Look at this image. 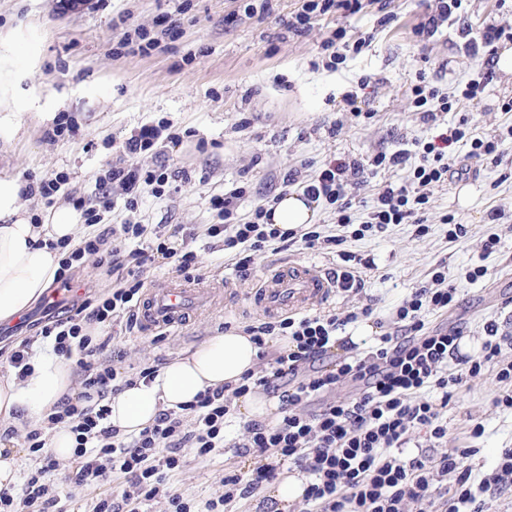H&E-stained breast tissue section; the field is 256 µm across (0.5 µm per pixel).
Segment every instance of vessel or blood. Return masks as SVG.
<instances>
[{
  "label": "vessel or blood",
  "mask_w": 512,
  "mask_h": 512,
  "mask_svg": "<svg viewBox=\"0 0 512 512\" xmlns=\"http://www.w3.org/2000/svg\"><path fill=\"white\" fill-rule=\"evenodd\" d=\"M335 291L330 274L313 264L291 263L266 276L255 296L256 306L266 314L299 313L320 307ZM221 304L216 289L198 288L178 281L150 288L136 305L141 331L181 326L192 314L211 311Z\"/></svg>",
  "instance_id": "obj_1"
}]
</instances>
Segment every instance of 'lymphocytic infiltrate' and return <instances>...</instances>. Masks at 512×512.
Instances as JSON below:
<instances>
[{
	"instance_id": "obj_1",
	"label": "lymphocytic infiltrate",
	"mask_w": 512,
	"mask_h": 512,
	"mask_svg": "<svg viewBox=\"0 0 512 512\" xmlns=\"http://www.w3.org/2000/svg\"><path fill=\"white\" fill-rule=\"evenodd\" d=\"M383 2L303 0L288 28L302 36L309 32L313 17L330 12L353 15L365 5ZM503 41H512L511 24L484 27L479 41L471 45L481 66L457 95L422 80L412 85L413 103L423 121H437L439 113L451 111L453 104L477 100L494 79V61ZM162 136L158 127L141 128L97 179L95 195L73 201L85 223L99 231L77 245L68 239L57 242L62 255L59 283L74 284L89 261L118 274L119 280L107 296L84 294L41 326L40 338L51 340L54 351L72 361L82 378L78 397L62 398L47 418L48 426L61 425L74 434L76 452L71 466L63 467L48 449L42 429L26 432L23 446L33 465L21 488H0V512H63V497L91 488L98 494L88 512H140L147 501L164 504L165 512H193L192 503L175 489L173 474L182 468L185 456L205 461L223 454L224 424L234 402L255 389L278 399L281 416L271 423H243L235 447L261 458L262 464L247 476L222 475L205 512H224L231 503L258 494L263 482L275 479L287 464L309 479L302 512H407L410 504L418 512H484V493L512 486V448L502 450L492 472H474L468 462L471 449L447 448L444 413L457 390L480 379L489 367L495 368L500 385L494 406L512 409V359L504 356L505 350H512V335L501 333L496 322L486 323L480 352L471 356L461 352L462 327L426 328V314L447 310L456 297L441 260L429 282L415 288L390 314L386 331L368 349H359L341 332L374 314L371 299L343 315L322 311L278 321L258 319L243 328L258 348H265L273 336L287 337L288 347L263 359L238 385L201 392L179 412L161 410L152 425L133 435L120 434L109 424L112 394L135 381L150 380L158 366L146 363L132 373L118 372L112 364L115 338L98 335V328L118 322L125 332L134 331V308L157 260L184 275L202 264L195 234L185 225H170L150 241L144 224L104 221L113 195L123 196L125 208L132 212L144 194L164 195L170 183L167 166L150 169L138 163ZM164 137L174 145L180 141L176 132ZM461 142L469 144L472 159L489 157L499 164L505 156L498 136H477L463 120L418 152L381 151L367 160L334 158L304 181L298 172H289L283 184L298 187L309 201L326 202L337 226L353 227L354 237L409 223L422 235L427 231L425 213L432 189L467 173L448 162L453 146ZM386 168L405 170L404 183L385 184L365 221L356 222L352 208L358 190ZM239 199L236 190L212 198L215 221L207 233L223 239L240 277L250 276L256 257L270 246L287 250L300 242L332 253L346 241L342 234L315 228L299 234L274 227L268 197L255 206L250 220L241 221ZM338 347L343 356L333 368H326L325 360ZM344 382L356 387L355 395L336 396ZM415 438L445 445L446 450L438 456L424 450L405 455V445Z\"/></svg>"
}]
</instances>
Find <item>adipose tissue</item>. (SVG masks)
<instances>
[{
	"label": "adipose tissue",
	"mask_w": 512,
	"mask_h": 512,
	"mask_svg": "<svg viewBox=\"0 0 512 512\" xmlns=\"http://www.w3.org/2000/svg\"><path fill=\"white\" fill-rule=\"evenodd\" d=\"M21 189L18 181L0 178V321L30 308L54 285L59 254L49 244L73 236L76 228L75 213L65 208L46 223H31L18 204ZM317 220L315 203L297 193L281 196L271 214L272 223L281 229ZM258 356V347L242 330L215 334L175 357L151 382H137L113 395L110 421L121 433H139L160 410L189 404L206 389L239 383L254 370ZM29 366L25 377H0V421L18 428L43 421L61 398L79 393L70 362L52 350L35 351ZM306 482L302 472H282L266 487L267 507L290 512L302 498Z\"/></svg>",
	"instance_id": "adipose-tissue-1"
}]
</instances>
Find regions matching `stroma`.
Returning a JSON list of instances; mask_svg holds the SVG:
<instances>
[{
  "label": "stroma",
  "mask_w": 512,
  "mask_h": 512,
  "mask_svg": "<svg viewBox=\"0 0 512 512\" xmlns=\"http://www.w3.org/2000/svg\"><path fill=\"white\" fill-rule=\"evenodd\" d=\"M0 0V72L10 81L12 105L0 107V178L23 180L57 171L69 175L68 195L90 194L99 172L115 160L123 142L142 126L166 121L180 133L179 146L157 144L143 154V166L164 160L182 172L179 190L159 198L145 196L138 217L153 227L184 224L194 228L203 251L197 278L204 288L221 289L222 311L192 318L153 342L141 333L120 339L125 350L118 371L155 359L172 360L221 332L224 322L242 327L258 312L255 292L281 264L314 263L333 270L338 255L300 245L266 251L255 260L253 277L240 279L224 255L222 240L208 237L212 196L242 189L240 213L251 212L267 195L283 194L288 171L313 175L326 161L344 156L370 158L377 152L413 149L438 132L424 123L411 97L418 76L441 91L453 92L477 71L460 35L462 24L442 27L432 38L416 36L427 0H390L394 19L380 24L370 7L345 17L314 18L308 35L288 32L286 23L302 0ZM182 23L176 40L147 55L112 53L123 27L153 29L160 16ZM345 28L347 40L366 38L361 52L347 53L336 68L326 66L321 41ZM361 90L370 118L349 113L345 97ZM512 97V75L496 74L478 104L442 113L455 126L469 118L477 133L498 135L512 129V112L501 103ZM74 120L73 135L48 141L46 131L59 112ZM440 122V123H441ZM466 145H456L453 167L470 166L462 185L434 188L426 217L428 231L417 236L410 224L348 239L344 250L373 261L365 292L381 314L400 303L410 289L429 278L439 260L448 264V280L457 290L456 306L430 313L429 326H460L470 353L484 340L483 325L494 320L512 332V166L470 160ZM509 215L492 220L495 209ZM466 225L468 234L449 242L444 216ZM499 234L496 253L484 256L482 245ZM485 265V277L472 282L467 269ZM498 389L494 369L472 388L461 390L448 406V445L474 449L469 462L487 473L503 449L512 448V411L494 407ZM481 424V437L468 431ZM238 422L224 431L223 455L201 463L186 457L172 479L185 497L202 502L218 490L229 472L247 473L259 458L238 455L232 443Z\"/></svg>",
  "instance_id": "35a3bbf8"
}]
</instances>
